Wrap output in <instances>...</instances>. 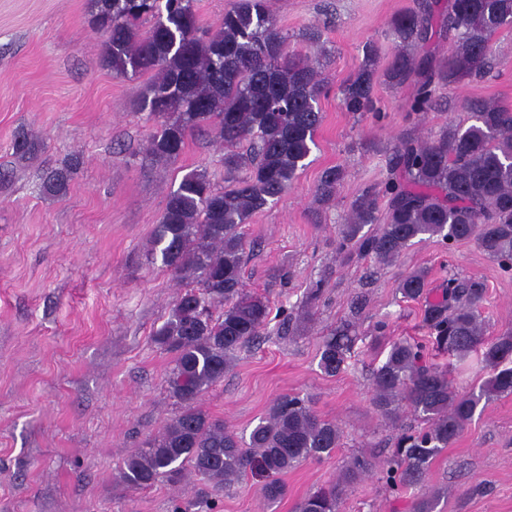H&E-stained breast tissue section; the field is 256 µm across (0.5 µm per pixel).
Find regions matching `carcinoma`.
I'll list each match as a JSON object with an SVG mask.
<instances>
[{
    "label": "carcinoma",
    "instance_id": "cac0c4a2",
    "mask_svg": "<svg viewBox=\"0 0 512 512\" xmlns=\"http://www.w3.org/2000/svg\"><path fill=\"white\" fill-rule=\"evenodd\" d=\"M93 21L104 36L103 64L124 78L150 76L138 103L155 122L147 153L171 161L195 132L212 129L224 144V169L232 185L218 189L207 170L186 173L167 193L151 237V256L160 259L184 289L154 341L174 356L168 393L178 413L133 449L118 473L131 489L165 479L173 484L193 475L220 493L252 474L263 479L269 504L287 495L282 476L308 460H321L341 447L343 430L320 416L311 399L276 397L244 438L224 418L200 408L202 396L224 379L236 353L264 335L268 298L245 288V243L241 225L274 204L292 185L315 144L322 121L319 100L329 92L316 52L290 48L267 0H238L215 31L199 28L194 0H91ZM149 24L140 30V25ZM398 42L382 71L393 87L414 86L409 112L439 106L440 90L484 76L493 40L512 31V0H421L391 20ZM450 44L448 57L437 55ZM378 70L375 47L366 46L356 73L338 93L346 111H374ZM200 104L208 111L198 112ZM472 124L450 125L434 137L400 138L386 180L368 187L351 206L342 239L356 242L361 256L390 263L402 250L432 237L475 240L502 268H512V107L496 99L469 106ZM14 154L25 158L38 143L21 136ZM72 160L48 172L45 190L65 191ZM344 180L338 167L325 169L315 193L329 203ZM386 212L380 229L378 201ZM428 273L416 270L399 292L423 302V343L399 338L387 343L372 370L371 403L397 427L405 413L422 422L401 431L381 461L354 456L340 480L318 488L297 512H344L349 488L378 472L392 491L424 483L433 462L460 436L481 402L512 394V331L486 336L478 307L485 289L450 278L431 296ZM358 339L347 321L323 337L318 367L328 377L346 369ZM489 368L476 388L458 389L449 368L430 361V351Z\"/></svg>",
    "mask_w": 512,
    "mask_h": 512
}]
</instances>
